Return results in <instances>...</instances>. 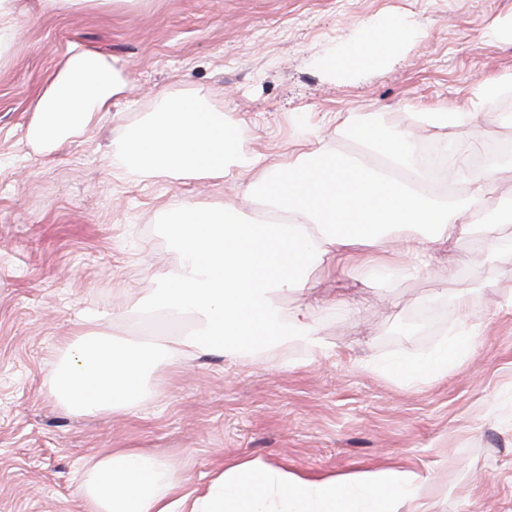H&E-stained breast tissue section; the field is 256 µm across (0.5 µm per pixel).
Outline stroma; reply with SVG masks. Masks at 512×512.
Returning <instances> with one entry per match:
<instances>
[{
	"mask_svg": "<svg viewBox=\"0 0 512 512\" xmlns=\"http://www.w3.org/2000/svg\"><path fill=\"white\" fill-rule=\"evenodd\" d=\"M0 59V512H83L78 481L93 457L137 448L205 493L219 464L259 460L311 477L384 467L420 472L430 512H512V227L449 242L403 274L313 271L309 291H279L285 310L325 303L330 352L300 339L175 372L147 373L127 414L78 416L51 394L63 341L84 318L136 343L177 335L147 306L157 275L184 256L164 222L174 203L243 193L240 179L138 181L113 165L112 141L172 96L200 101L243 128L236 149L268 163L306 141L355 155L359 130L419 129L432 108L464 105L458 134L483 147L512 141L485 81L512 77V0H118L42 9L23 0ZM408 17L420 34L357 72L322 67L366 23ZM102 50L126 87L84 135L41 152L28 142L37 93L71 45ZM465 355L435 380L390 374L393 360L434 359L455 333Z\"/></svg>",
	"mask_w": 512,
	"mask_h": 512,
	"instance_id": "obj_1",
	"label": "stroma"
}]
</instances>
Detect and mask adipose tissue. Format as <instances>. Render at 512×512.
<instances>
[{"label": "adipose tissue", "mask_w": 512, "mask_h": 512, "mask_svg": "<svg viewBox=\"0 0 512 512\" xmlns=\"http://www.w3.org/2000/svg\"><path fill=\"white\" fill-rule=\"evenodd\" d=\"M414 22L393 20L361 31L341 51L328 52L329 70L353 71L397 54L417 35ZM125 81L110 56L72 46L60 71L39 93L29 130L41 149L79 138L98 113L108 111ZM242 129L197 101L172 97L159 114L111 146L123 173L144 180L159 176L216 179L261 169L246 186L259 197L268 221L231 202L182 205L165 218L185 260L160 277L151 304L167 319L190 324L179 336L139 348L129 340L82 325L63 348L51 393L69 412L96 415L130 411L146 372L175 369L185 359L228 355L277 337H300L325 353L311 307L283 310L274 290H306L308 273L358 267L370 276L403 269V255L436 252L449 240L481 232L473 217L482 210L489 181L472 183L449 200L443 189L425 187L408 133L378 125L364 128L369 148L386 159L349 158L318 147L278 164L262 156L239 157ZM401 248H386L387 239ZM423 478L400 468L307 479L258 460L222 468L201 495L184 477L131 449H114L91 460L81 478L85 512H398L401 498Z\"/></svg>", "instance_id": "ef3b65f1"}]
</instances>
